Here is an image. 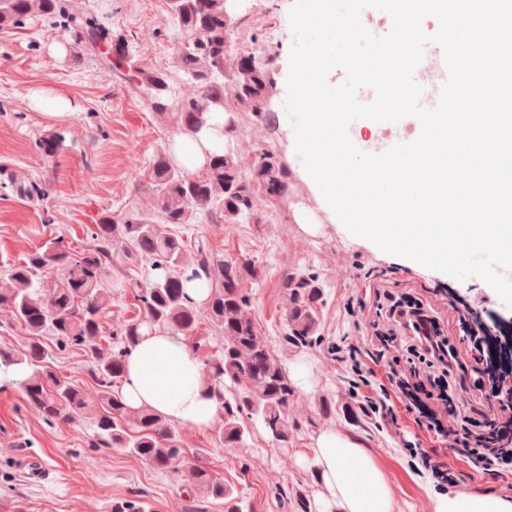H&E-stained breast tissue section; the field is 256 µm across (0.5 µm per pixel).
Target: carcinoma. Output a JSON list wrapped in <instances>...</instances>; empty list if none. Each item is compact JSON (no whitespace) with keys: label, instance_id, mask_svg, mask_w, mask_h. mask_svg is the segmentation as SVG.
Masks as SVG:
<instances>
[{"label":"carcinoma","instance_id":"obj_1","mask_svg":"<svg viewBox=\"0 0 512 512\" xmlns=\"http://www.w3.org/2000/svg\"><path fill=\"white\" fill-rule=\"evenodd\" d=\"M169 12L178 31L188 38L178 51L176 67L196 91L185 95L161 70L142 68L128 53L121 36L98 23L84 0H0V30H10L30 16L59 23L70 34L72 50L96 51L111 42L116 57L103 63L113 77L132 84L143 107L162 118L176 113L179 134L195 137L207 126L210 113L225 116L224 135L234 132L233 114L254 112L271 117L275 80L270 53L226 49L237 31L227 0H169ZM153 202L148 211H132L115 220L109 216L95 225L92 244L74 253L61 241L37 249L0 279V307L8 309L27 332L19 351L0 350V368L24 365L22 386L30 407L45 421L82 433L89 429L93 446L119 448L158 469L167 468L183 452L175 424L149 407H128L113 384L123 377L126 358L140 341L143 329L167 330L188 336L198 329L197 306L185 292L186 284L205 278L210 292L204 308L224 346L202 358L201 382L218 396L221 406L218 441L238 448L259 421L275 442L285 447L294 432L288 408L294 387L287 369L266 340L259 336L250 313L243 283L257 276L247 256L226 257L203 238L185 237L167 230L169 224H197L205 217L218 224H270L267 199L288 196L290 172L279 157L263 152L246 170L230 145L220 154H208L194 174L180 167L173 149L157 155L149 167ZM122 251L148 263L147 287L138 289L140 314L115 325L105 334L103 319L112 304L105 287L107 259ZM286 328L281 344L305 348L317 340L316 305L323 284L314 273L285 276ZM56 347L78 348L89 359V375L99 388L98 401L89 403L81 387L62 378L49 365L43 339ZM193 494L183 512H242L236 488L202 465L184 470Z\"/></svg>","mask_w":512,"mask_h":512}]
</instances>
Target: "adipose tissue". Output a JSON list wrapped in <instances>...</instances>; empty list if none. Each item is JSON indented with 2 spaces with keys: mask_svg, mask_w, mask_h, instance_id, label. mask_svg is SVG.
Returning a JSON list of instances; mask_svg holds the SVG:
<instances>
[{
  "mask_svg": "<svg viewBox=\"0 0 512 512\" xmlns=\"http://www.w3.org/2000/svg\"><path fill=\"white\" fill-rule=\"evenodd\" d=\"M210 122L197 138L175 140L176 161L187 171L201 168L206 152L224 148L223 113H213ZM200 375L201 364L181 337L151 330L130 353L119 393L131 407L148 406L176 424L202 430L215 423L219 407ZM314 457L337 512H392L387 483L361 448L327 433L318 438Z\"/></svg>",
  "mask_w": 512,
  "mask_h": 512,
  "instance_id": "1",
  "label": "adipose tissue"
}]
</instances>
